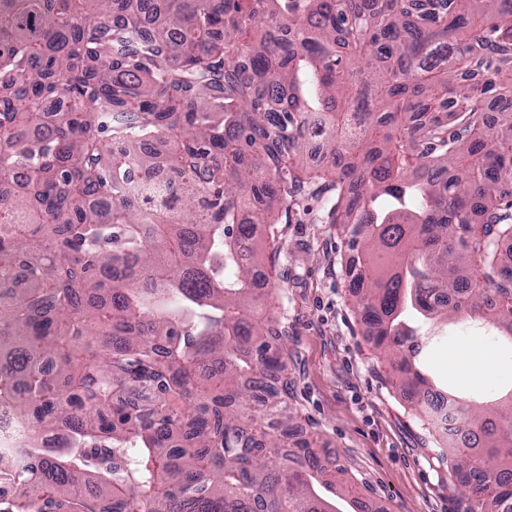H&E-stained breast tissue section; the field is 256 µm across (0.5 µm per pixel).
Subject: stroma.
Returning <instances> with one entry per match:
<instances>
[{
	"label": "stroma",
	"instance_id": "stroma-1",
	"mask_svg": "<svg viewBox=\"0 0 512 512\" xmlns=\"http://www.w3.org/2000/svg\"><path fill=\"white\" fill-rule=\"evenodd\" d=\"M325 208L322 196L289 199L266 270L299 425L320 432L331 458L378 512H465L435 460L434 430L393 388L373 337L363 333L350 303L348 251L337 225L322 223ZM485 344L460 330L422 358L452 382L449 354Z\"/></svg>",
	"mask_w": 512,
	"mask_h": 512
}]
</instances>
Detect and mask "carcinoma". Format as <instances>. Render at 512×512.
<instances>
[{
  "label": "carcinoma",
  "instance_id": "cac0c4a2",
  "mask_svg": "<svg viewBox=\"0 0 512 512\" xmlns=\"http://www.w3.org/2000/svg\"><path fill=\"white\" fill-rule=\"evenodd\" d=\"M306 194L398 389L453 396L468 512H512V395L419 361L436 321L512 353V0H0V512L358 502L256 291ZM24 435L25 430L16 419L12 409L0 404V446L3 448L19 447Z\"/></svg>",
  "mask_w": 512,
  "mask_h": 512
}]
</instances>
